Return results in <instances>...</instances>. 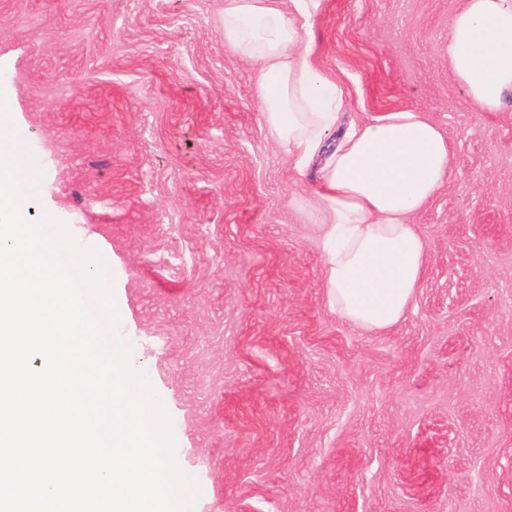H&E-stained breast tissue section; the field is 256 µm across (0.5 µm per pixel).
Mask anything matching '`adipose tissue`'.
I'll list each match as a JSON object with an SVG mask.
<instances>
[{
  "instance_id": "obj_1",
  "label": "adipose tissue",
  "mask_w": 512,
  "mask_h": 512,
  "mask_svg": "<svg viewBox=\"0 0 512 512\" xmlns=\"http://www.w3.org/2000/svg\"><path fill=\"white\" fill-rule=\"evenodd\" d=\"M224 0V42L259 63L256 94L272 134L305 177L309 160L335 127L344 96L320 71L308 43L317 0ZM454 80L482 112L512 97V0H463L448 37ZM450 174L447 137L423 113H389L353 127L327 158L316 195L329 216V306L370 331L395 325L421 284L428 246L411 217Z\"/></svg>"
}]
</instances>
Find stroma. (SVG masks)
Wrapping results in <instances>:
<instances>
[{
  "label": "stroma",
  "mask_w": 512,
  "mask_h": 512,
  "mask_svg": "<svg viewBox=\"0 0 512 512\" xmlns=\"http://www.w3.org/2000/svg\"><path fill=\"white\" fill-rule=\"evenodd\" d=\"M462 0H319L344 90L327 136L399 111L447 137L412 219L415 300L366 331L326 298V219L270 133L224 0H0V104L50 215L100 256L129 365L161 399L194 512H512V105L448 71Z\"/></svg>",
  "instance_id": "35a3bbf8"
}]
</instances>
